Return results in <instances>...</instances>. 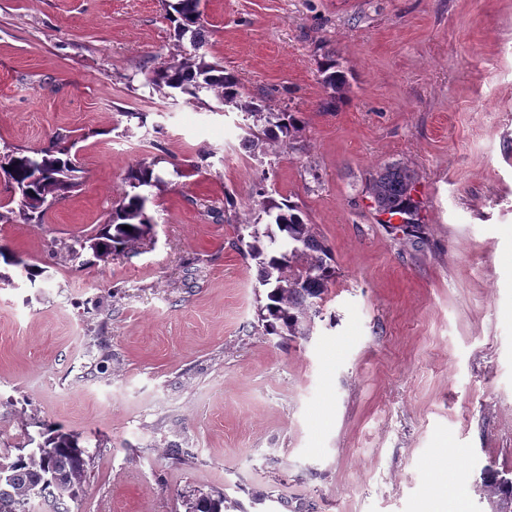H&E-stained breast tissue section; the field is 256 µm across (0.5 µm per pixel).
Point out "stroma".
<instances>
[{
  "label": "stroma",
  "instance_id": "stroma-1",
  "mask_svg": "<svg viewBox=\"0 0 512 512\" xmlns=\"http://www.w3.org/2000/svg\"><path fill=\"white\" fill-rule=\"evenodd\" d=\"M200 10L207 60L302 121L271 169L214 94L149 84L191 50L164 0H0V156L63 134L79 175L41 223H0L20 259L0 260V455L49 425L80 434L69 512H187L213 491L224 512H496L480 483L512 480V0ZM328 56L349 80L332 111ZM141 163L164 177L150 234L73 261ZM393 163L415 175L416 226L370 194ZM261 188L332 250L305 336H263L235 246Z\"/></svg>",
  "mask_w": 512,
  "mask_h": 512
}]
</instances>
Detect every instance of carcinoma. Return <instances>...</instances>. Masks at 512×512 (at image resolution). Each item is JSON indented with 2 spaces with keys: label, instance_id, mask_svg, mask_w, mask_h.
Masks as SVG:
<instances>
[{
  "label": "carcinoma",
  "instance_id": "obj_1",
  "mask_svg": "<svg viewBox=\"0 0 512 512\" xmlns=\"http://www.w3.org/2000/svg\"><path fill=\"white\" fill-rule=\"evenodd\" d=\"M201 0H175L171 4L177 40L190 36L194 53L178 62L153 68L148 82L154 87L200 99V92H214L226 106L241 112L244 132L243 145L252 151L268 154L272 143L286 144L301 130L300 120L293 112H274L255 99L244 96L237 77L219 62H210L199 50L208 44L209 30L201 22ZM324 85L331 90L324 107L336 106V96L348 85L346 72L335 59L321 64ZM67 139L57 136L55 148L31 156L22 150L7 156L3 172L8 180L22 182L31 177L32 163L42 164L44 183L34 184V196L19 200L17 207L0 211V223L21 220L30 223L45 213L38 198L47 192L63 196L78 185L77 168L69 158V148L61 146ZM162 179L154 174L150 165L141 164L130 170L122 190L113 205L109 220L99 225L95 235L82 240L86 249L97 242L101 251L93 257L102 260L112 254L135 248L143 239L152 218L147 213L148 197L142 190L156 187ZM415 178L399 165L384 167L371 182V194L379 212L398 216L402 223L412 224L418 212L415 200ZM262 211L274 216V225L260 227L259 222L238 224L237 243L241 253L257 261L259 283L267 288L265 303L260 306L259 317L268 335L304 336L309 331L308 310L314 300L321 298L327 284L336 277L330 262L329 249L306 223L297 206H281L273 200L261 202ZM132 230L126 231L122 226ZM43 441L20 454L16 459L0 456V512H69L67 501H74L82 492L86 480L85 450L80 436L48 426L41 432ZM224 498L201 497L189 512H223Z\"/></svg>",
  "mask_w": 512,
  "mask_h": 512
}]
</instances>
